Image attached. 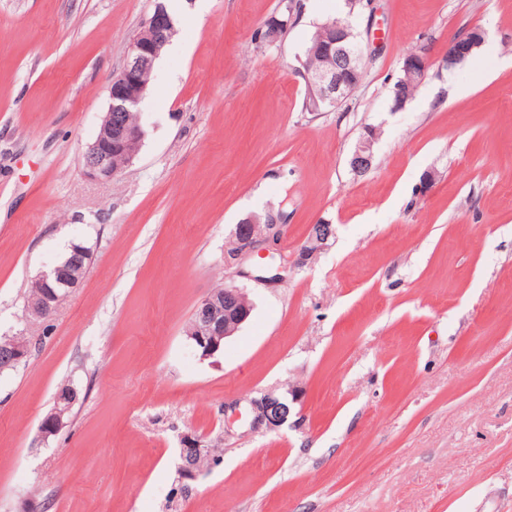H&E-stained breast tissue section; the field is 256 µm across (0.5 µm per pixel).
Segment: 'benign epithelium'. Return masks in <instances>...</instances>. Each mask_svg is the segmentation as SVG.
Returning a JSON list of instances; mask_svg holds the SVG:
<instances>
[{"mask_svg": "<svg viewBox=\"0 0 512 512\" xmlns=\"http://www.w3.org/2000/svg\"><path fill=\"white\" fill-rule=\"evenodd\" d=\"M164 26L174 23L155 4L153 12L142 22L140 30L128 46L124 66L112 79L109 88L110 104L100 125L95 141L84 156L85 176L100 181H112L121 174V169L112 167V157L122 156L124 166H129L137 157L145 131L141 122L126 119V112L138 110L148 84L140 78V72L154 65L164 44L158 42V35ZM485 32L476 29L472 34H460L448 43L446 60L452 70L463 64L484 43ZM314 51L322 54L331 66L320 70H303L308 90V102L320 108L326 104L341 102L345 90L354 78L361 77L360 69L365 65V52L357 40L349 22L335 18L323 24L321 37ZM429 68L428 57L421 52H410L403 60L406 73L405 84H420ZM376 136L365 131L353 151L349 165L356 174H364L372 168L373 146ZM287 232L284 216L268 214L265 217L250 215L244 223L236 225L230 247L224 253L227 265H240L253 255L261 256L266 246ZM332 225L319 222L311 226L306 241L301 245L298 264H304L311 256L322 250L333 236ZM43 291L31 295L27 300L26 316L33 323L44 322L57 310L62 297L55 288L64 284L70 288L78 286L82 277L69 270L64 264H56L37 275ZM253 306L244 289L226 285L203 298L195 308L196 318L187 328L186 336L195 354L207 359L219 353L227 338L234 335L251 316ZM78 400V391L71 387L58 392L54 407L39 426L42 440L46 441L59 434L65 427L73 405ZM250 424L255 429L274 431L288 420L290 406L288 399L272 392L249 401ZM180 476L194 480L202 472V465L209 459L208 450L193 434L182 437L180 448Z\"/></svg>", "mask_w": 512, "mask_h": 512, "instance_id": "obj_1", "label": "benign epithelium"}]
</instances>
